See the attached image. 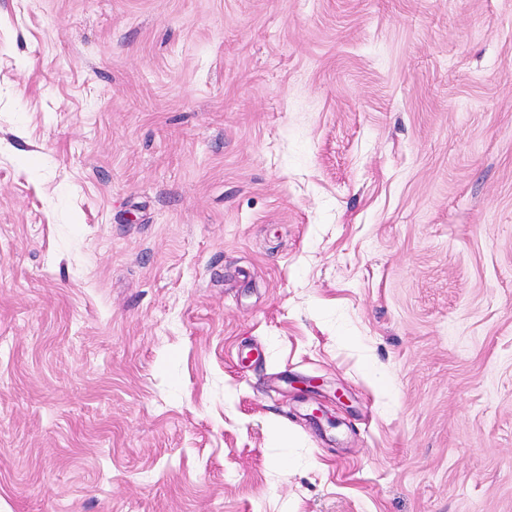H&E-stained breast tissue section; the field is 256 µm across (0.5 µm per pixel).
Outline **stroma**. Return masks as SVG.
<instances>
[{
	"mask_svg": "<svg viewBox=\"0 0 512 512\" xmlns=\"http://www.w3.org/2000/svg\"><path fill=\"white\" fill-rule=\"evenodd\" d=\"M0 512H512V0H0Z\"/></svg>",
	"mask_w": 512,
	"mask_h": 512,
	"instance_id": "35a3bbf8",
	"label": "stroma"
}]
</instances>
